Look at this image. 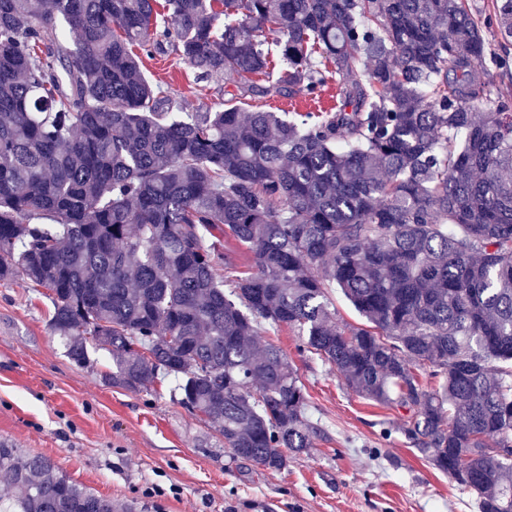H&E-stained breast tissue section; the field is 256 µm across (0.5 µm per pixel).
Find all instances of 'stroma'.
Masks as SVG:
<instances>
[{"mask_svg": "<svg viewBox=\"0 0 512 512\" xmlns=\"http://www.w3.org/2000/svg\"><path fill=\"white\" fill-rule=\"evenodd\" d=\"M142 68L187 111L224 106L227 75L205 79L175 50ZM336 103L328 85L318 101L248 98L244 112H316ZM46 289L0 282V439L52 458L85 488L137 512H477L473 496L449 482L394 432L402 409L373 404L344 376L303 348L288 327L264 329L296 368L319 433L305 453L273 472L236 460L201 417L157 392L112 386L103 350L76 364L49 325Z\"/></svg>", "mask_w": 512, "mask_h": 512, "instance_id": "1", "label": "stroma"}]
</instances>
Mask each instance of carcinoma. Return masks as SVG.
Wrapping results in <instances>:
<instances>
[{
  "instance_id": "carcinoma-1",
  "label": "carcinoma",
  "mask_w": 512,
  "mask_h": 512,
  "mask_svg": "<svg viewBox=\"0 0 512 512\" xmlns=\"http://www.w3.org/2000/svg\"><path fill=\"white\" fill-rule=\"evenodd\" d=\"M493 14L512 43V0ZM166 43L237 76L224 109L149 80L132 46ZM486 52L470 0H0V282L50 292L70 360L107 351L131 391L173 378L270 471L317 433L296 370L255 342L287 326L406 410L393 430L479 512H512V102ZM331 82L334 108L242 119L243 99ZM334 285L366 325L336 324ZM0 485V512H131L2 439Z\"/></svg>"
}]
</instances>
